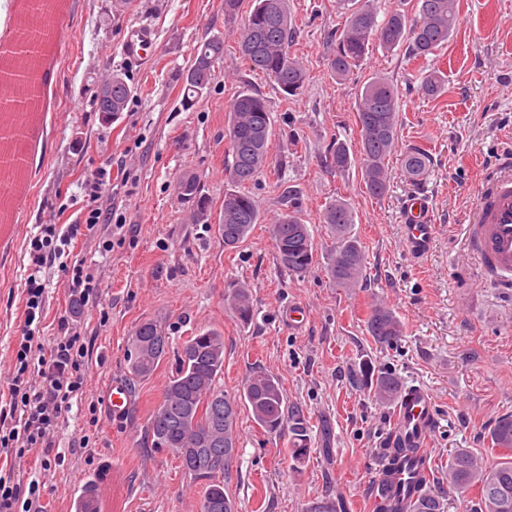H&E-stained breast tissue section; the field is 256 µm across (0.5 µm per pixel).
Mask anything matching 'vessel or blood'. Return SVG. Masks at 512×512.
Segmentation results:
<instances>
[{"label":"vessel or blood","mask_w":512,"mask_h":512,"mask_svg":"<svg viewBox=\"0 0 512 512\" xmlns=\"http://www.w3.org/2000/svg\"><path fill=\"white\" fill-rule=\"evenodd\" d=\"M156 46V32L147 24L124 32L122 53L127 61L142 62ZM403 244L414 257L429 253L436 232L429 200L419 194L411 198L405 211ZM468 252L479 265L497 273L503 286H512V164L501 163L496 175L481 181L477 203L469 216ZM438 419L429 390L411 385L404 388L397 402L394 438L418 451L421 463H429L428 443Z\"/></svg>","instance_id":"b4317fda"}]
</instances>
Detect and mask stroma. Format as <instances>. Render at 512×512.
Wrapping results in <instances>:
<instances>
[{"mask_svg":"<svg viewBox=\"0 0 512 512\" xmlns=\"http://www.w3.org/2000/svg\"><path fill=\"white\" fill-rule=\"evenodd\" d=\"M64 2V12L46 22L57 47L38 60L26 162L16 192L0 204V409L8 406L24 325L31 240L43 225L63 232L79 221L71 199L101 168L112 172L101 203L123 214L126 225L83 231L42 274L46 303L32 355L52 346L60 318L69 315L89 348L91 373L58 421L55 444L64 458L45 473L44 512H75L77 493L92 479L99 512H199L202 481L185 475L171 452L142 442L174 366L166 358L152 376L130 381L127 345L146 320L163 323L176 344L199 330H221L225 393H240L250 372L267 371L309 418L306 459L299 463L291 432L267 435L241 409L228 483L238 512H309L320 501L336 512H372L373 478L395 406L375 403L351 385L368 358L391 369L403 386L420 384L433 394L439 428L429 441L431 489L447 512H464L475 493L449 490L448 458L459 448L485 453L495 422L512 415V288L476 271L464 224L478 183L512 158V0H461L454 35L435 60L445 74V91L435 99L418 94L419 65L401 48L372 47L351 79L336 80L328 61L344 9L338 0H288L297 30L293 50L310 75L304 93L288 100L240 57L242 18L226 17L224 0ZM139 23L157 30L158 48L149 62L133 66L121 43L125 29ZM212 36L223 39L224 57L208 88L185 107L178 76ZM115 71L138 91L110 120L95 98ZM377 72L399 90L398 143L388 160L390 187L380 199L367 193L359 166L340 173L321 162L333 139L358 153L356 91ZM245 88L267 100L275 120L269 152L286 161L249 189L270 218L283 210L284 190L297 193L316 246L315 268L301 277L278 264L269 225H255L241 247L225 249L214 224L196 223L193 203L174 189L177 177L196 173L203 194L221 205L228 187L225 108ZM411 147L429 155L416 179L401 162ZM419 192L432 202L437 234L432 253L415 260L403 246L401 210ZM338 197L350 204L351 234L366 250V278L357 288L336 287L325 272L336 236L322 214ZM77 263L93 275L103 303L76 312L69 280ZM240 285L253 296L254 317L245 325L226 304ZM377 301L404 325L394 346L367 331ZM292 306L305 310L303 326L288 322ZM115 382L126 383L131 394L118 418L104 403ZM84 434L88 448H76Z\"/></svg>","mask_w":512,"mask_h":512,"instance_id":"1","label":"stroma"}]
</instances>
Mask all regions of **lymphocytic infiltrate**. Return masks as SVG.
I'll use <instances>...</instances> for the list:
<instances>
[{
	"instance_id": "lymphocytic-infiltrate-1",
	"label": "lymphocytic infiltrate",
	"mask_w": 512,
	"mask_h": 512,
	"mask_svg": "<svg viewBox=\"0 0 512 512\" xmlns=\"http://www.w3.org/2000/svg\"><path fill=\"white\" fill-rule=\"evenodd\" d=\"M54 232V225H46L43 237L31 243V272L25 288V322L29 325L40 318L45 305V285L39 273L53 253ZM60 331L47 354L35 363L31 362L30 354L38 342L31 332L23 333L16 351L17 372L20 377L35 371L39 382L24 386L19 378L13 381L8 411L11 424L7 435L0 438V446L12 448L16 458L35 452L43 468L51 460L60 459L54 442L57 421L88 378V347L82 336L66 320L61 322ZM44 491L45 482L39 474L23 468L0 474V512H16L22 498L27 501V512H43Z\"/></svg>"
}]
</instances>
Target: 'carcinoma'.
<instances>
[{
    "label": "carcinoma",
    "instance_id": "1",
    "mask_svg": "<svg viewBox=\"0 0 512 512\" xmlns=\"http://www.w3.org/2000/svg\"><path fill=\"white\" fill-rule=\"evenodd\" d=\"M254 6L243 23L239 52L251 69L262 73L285 97H298L308 84L304 66L294 57L295 28L288 11V0H253ZM460 0H416L418 19L411 20L402 11H391L383 20L372 0H353L344 27L336 38V50L329 61L336 80L345 81L364 60L370 46L377 43L387 50L399 46L408 49V58L425 60L448 44L459 18ZM224 56V40L213 36L201 42L192 63L182 72V80L191 94H201L211 81L215 64ZM444 79L440 70L431 69L421 77L420 89L437 96ZM133 89L124 75H112V102L98 97L100 112H123ZM226 125V176L234 189L224 192V218L218 233L224 247L236 248L250 235L254 225L264 223L258 201L246 190L274 165L269 156V141L274 123L267 100L249 89L239 91L231 101ZM356 117L360 132L359 164L367 192L376 198L389 189L387 161L398 139V89L389 78L376 74L360 85L356 94ZM323 165L343 171L352 164L346 144L333 140L325 146ZM402 163L411 177H420L427 168L428 156L421 148H409ZM178 194L196 204L195 219L205 223L212 201L201 193L197 175L185 173L174 184ZM323 223L336 233L338 243L327 267V276L338 288H352L364 276L366 257L358 240L351 236L353 213L345 200L330 202L323 212ZM271 239L276 260L288 272L305 276L316 264V247L294 194H288V209L272 221ZM229 309L242 324L254 316L251 295L237 288L230 296ZM367 328L375 340L392 345L402 336V325L395 313L377 304L370 308ZM162 325L153 320L142 322L127 347L126 360L136 378L152 375L172 348L170 336L158 337ZM224 374V334L212 328L200 331L177 348L175 367L166 383L161 401L153 411L144 432V443L174 455L184 474L204 481L199 512H236L235 502L225 490L230 467L224 465V449H236L239 409L245 406L254 422L265 433L278 435L285 430L295 436V459L304 458L309 420L302 407L286 402L280 380L266 372H254L244 380L242 393L230 396L219 389ZM358 384L374 390L381 402H390L400 392L398 378L376 367L372 361L360 363ZM222 420L221 436L210 447L217 465L207 469L191 452H183L185 438L192 428H204ZM491 445L512 451V415L500 418L489 432ZM390 469L392 504L383 512H404L400 506L401 482L409 487L430 482L421 473L409 448H394ZM448 485L465 492L478 489L468 512H512V457L489 464L475 453L460 448L448 460ZM412 512H443V503L425 489L412 505Z\"/></svg>",
    "mask_w": 512,
    "mask_h": 512
}]
</instances>
